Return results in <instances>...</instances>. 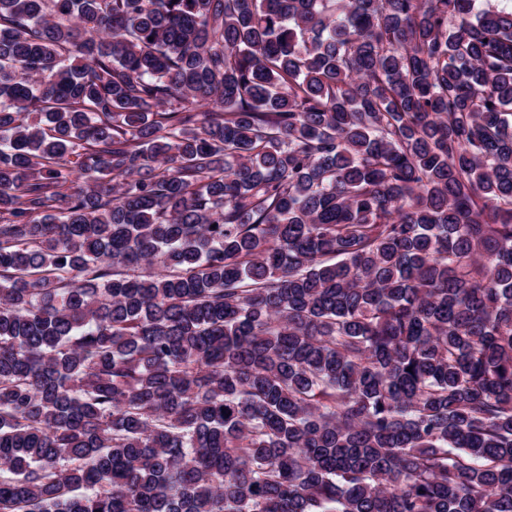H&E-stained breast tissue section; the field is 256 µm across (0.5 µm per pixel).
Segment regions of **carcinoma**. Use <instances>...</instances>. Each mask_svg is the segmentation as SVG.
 Here are the masks:
<instances>
[{
    "mask_svg": "<svg viewBox=\"0 0 512 512\" xmlns=\"http://www.w3.org/2000/svg\"><path fill=\"white\" fill-rule=\"evenodd\" d=\"M0 512H512V7L0 0Z\"/></svg>",
    "mask_w": 512,
    "mask_h": 512,
    "instance_id": "obj_1",
    "label": "carcinoma"
}]
</instances>
